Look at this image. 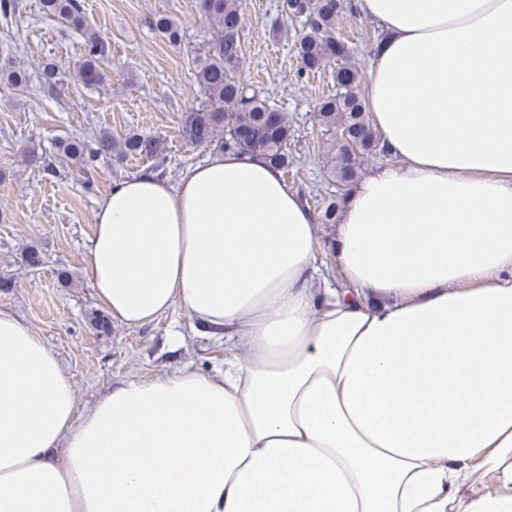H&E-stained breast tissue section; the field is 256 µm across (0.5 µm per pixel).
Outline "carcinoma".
Here are the masks:
<instances>
[{
  "label": "carcinoma",
  "mask_w": 512,
  "mask_h": 512,
  "mask_svg": "<svg viewBox=\"0 0 512 512\" xmlns=\"http://www.w3.org/2000/svg\"><path fill=\"white\" fill-rule=\"evenodd\" d=\"M45 14L65 23L81 39L82 53L75 64L78 79L98 86L107 79L110 42L86 20L83 0H41ZM198 8L210 37L195 57V79L199 103L184 112L181 135L192 145H207L222 138L224 149L260 156L271 166H290L288 145L294 131L285 114L270 104L268 97L234 77L243 61V17L241 0H198ZM286 17L303 19L302 33L295 43L299 59L298 78L333 67L336 93L315 106L314 119L322 131V147L329 164V184L334 187L320 199L308 196L315 206L318 223H336L349 187L362 175L369 159L384 153L381 137L372 126L365 93L360 90L363 72L350 62L352 47L336 35V19L343 12L342 0H284ZM150 26L172 45L183 40L182 28L174 20L157 15ZM42 80L50 91L60 82L55 63L42 66ZM25 70L5 59L0 62V83L13 89L26 86ZM160 143L151 136L127 134L116 137L107 131L91 139L64 141L59 151L78 165L83 184L92 188L97 163L106 158L115 166L136 156L159 154ZM26 165L54 172L53 163L36 146L22 149Z\"/></svg>",
  "instance_id": "obj_1"
}]
</instances>
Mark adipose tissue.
<instances>
[{
  "instance_id": "obj_1",
  "label": "adipose tissue",
  "mask_w": 512,
  "mask_h": 512,
  "mask_svg": "<svg viewBox=\"0 0 512 512\" xmlns=\"http://www.w3.org/2000/svg\"><path fill=\"white\" fill-rule=\"evenodd\" d=\"M385 37L365 94L391 163L333 231L221 150L100 202L86 272L128 325L181 305L210 373L79 407L0 309V512H512V0H354Z\"/></svg>"
}]
</instances>
